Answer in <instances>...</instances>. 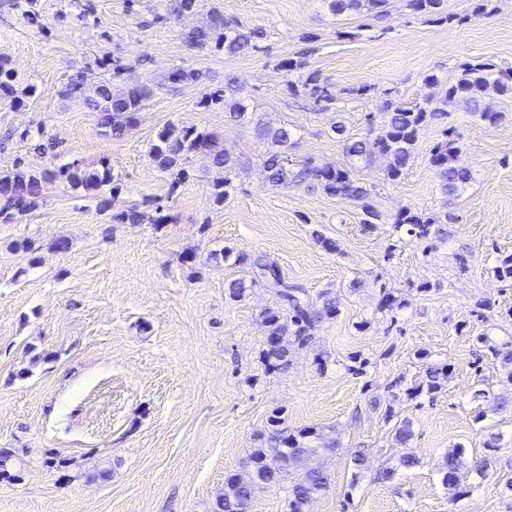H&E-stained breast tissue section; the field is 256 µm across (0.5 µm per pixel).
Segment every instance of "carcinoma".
<instances>
[{"instance_id": "obj_1", "label": "carcinoma", "mask_w": 512, "mask_h": 512, "mask_svg": "<svg viewBox=\"0 0 512 512\" xmlns=\"http://www.w3.org/2000/svg\"><path fill=\"white\" fill-rule=\"evenodd\" d=\"M468 9L460 13L448 12L446 0H407V7L422 22L427 24L458 27L491 12L492 0H468ZM329 14L340 17L359 16L369 19L365 27L384 30V23L390 16L391 0H325ZM264 33L259 28L245 27L228 20L219 11L210 13L206 25L185 32L184 43L190 50H208L228 56H249L264 49ZM280 67L296 78L312 100L313 105L325 104L345 96L359 99L367 95L364 86L348 87L334 92L332 87L320 81L317 74L309 70L308 51L301 50L282 60ZM204 74L201 69L187 65L179 66L169 73L167 81L173 86L199 83ZM126 81V91L114 94L113 80ZM424 81L440 88L438 97L428 96L423 101L408 105L398 98L394 88L385 90V109L378 123L369 120L367 131L361 137L345 134L343 126L335 127L338 135L345 136L348 154L363 159L377 153L388 160L387 175L396 180L403 175L414 152L417 134L427 124L442 125V138L430 150V164L439 179V189L444 197V206L454 200L470 182L468 169L456 163L460 141L454 130L448 128V105L462 104L467 117L490 125L503 119V112L496 107V100L512 99V69L503 68L492 61L463 60L452 70L444 82L433 74ZM239 76H224V88L204 94L197 105L207 110L222 105L228 110L230 119L242 123L248 119V108L241 99L234 98ZM14 78L8 63L0 59V98H15ZM152 90L135 76L133 67L119 61L112 63L109 76L95 88L87 87L81 72L71 75L59 92L62 100L76 104L98 117L101 135L107 138L122 136L138 119L145 101ZM260 137L271 144L262 160V175L265 182L273 186H288L293 183L317 185L334 197L348 199L361 207L365 219L363 224L370 228L379 219V214L368 203L369 190L358 181L349 169L320 165L312 158L296 160L291 156L296 140L288 128H258ZM150 154L156 167L171 176L172 188H177L188 175V164L202 158L208 165L224 176L210 183L214 201L224 199L235 190L233 166L228 154L218 149L212 133L203 126H189L179 133L162 129L150 147ZM15 170L0 172V223L10 224L19 212L30 211L43 199L45 185L51 180L48 172L23 170L24 159L18 157ZM72 188H80L85 196L98 201L99 210L110 212L115 224L140 223L145 213L141 205L119 201V175L109 166L90 171L78 164H71L59 172ZM452 220L450 211L426 212L402 208L395 215L396 228L405 234L434 246V242L448 237L447 224ZM241 265H249L254 277L272 288L279 299V306L269 308L263 314L268 335L260 359L268 369H275L288 363L293 347L308 342L319 323L332 319L338 313V301L330 292L318 295L317 301L310 300L306 291L298 286L288 285L281 276L278 266L265 254L236 256ZM477 340L487 348L500 367L512 377V336L496 339L479 336ZM448 378L444 366H429L425 376L413 393L432 394L442 387ZM258 445L251 449L246 467L248 478L230 477L224 486V493L216 501L215 512H248L255 486L276 483L288 472L297 469L318 451H331L337 447L334 437H328L312 428L296 434L282 427V419L274 416L269 427L260 433ZM467 449L455 444L438 462L441 482L453 501L458 496L460 470L463 467ZM329 486V475L320 468H309L288 488V512H306V507Z\"/></svg>"}]
</instances>
